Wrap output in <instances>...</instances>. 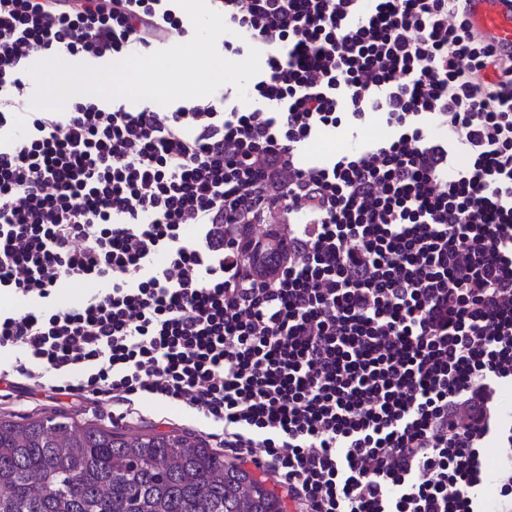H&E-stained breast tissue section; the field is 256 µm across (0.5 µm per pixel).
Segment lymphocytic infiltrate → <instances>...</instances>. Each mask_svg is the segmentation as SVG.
<instances>
[{
    "instance_id": "obj_1",
    "label": "lymphocytic infiltrate",
    "mask_w": 512,
    "mask_h": 512,
    "mask_svg": "<svg viewBox=\"0 0 512 512\" xmlns=\"http://www.w3.org/2000/svg\"><path fill=\"white\" fill-rule=\"evenodd\" d=\"M463 2L210 0L264 51L252 107L34 112V58L146 53L184 22L0 0V291L24 300L0 396L167 402L298 512H512V55ZM330 129L359 147L305 165ZM275 209L288 258L257 277Z\"/></svg>"
}]
</instances>
